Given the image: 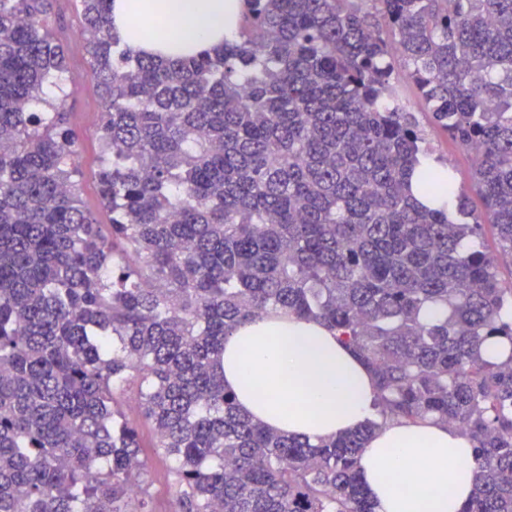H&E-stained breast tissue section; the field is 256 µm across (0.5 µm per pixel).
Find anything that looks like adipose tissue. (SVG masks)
Listing matches in <instances>:
<instances>
[{
  "mask_svg": "<svg viewBox=\"0 0 512 512\" xmlns=\"http://www.w3.org/2000/svg\"><path fill=\"white\" fill-rule=\"evenodd\" d=\"M242 0H112V31L164 61L221 49ZM162 24L173 39L146 37ZM224 387L239 409L279 433L317 443L355 430L378 402L373 375L335 331L291 315L259 317L224 340ZM468 437L434 420L391 422L359 456L375 512H460L475 481Z\"/></svg>",
  "mask_w": 512,
  "mask_h": 512,
  "instance_id": "obj_1",
  "label": "adipose tissue"
}]
</instances>
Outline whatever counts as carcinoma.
<instances>
[{"label":"carcinoma","mask_w":512,"mask_h":512,"mask_svg":"<svg viewBox=\"0 0 512 512\" xmlns=\"http://www.w3.org/2000/svg\"><path fill=\"white\" fill-rule=\"evenodd\" d=\"M110 2L76 0L105 225L66 97H45L66 71L52 0H0V512H154L141 420L175 512H374L366 441L426 417L473 443L461 512H512V0H243L224 49L170 62L120 44ZM393 43L432 123L479 150L495 255L466 194L428 206L454 171L422 164ZM279 311L357 354L376 418L311 444L241 413L224 338Z\"/></svg>","instance_id":"cac0c4a2"}]
</instances>
